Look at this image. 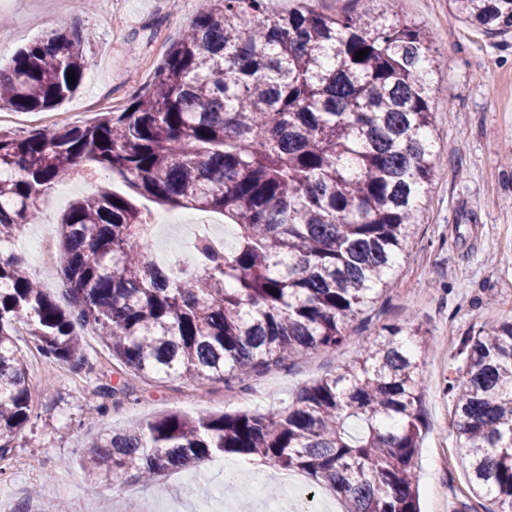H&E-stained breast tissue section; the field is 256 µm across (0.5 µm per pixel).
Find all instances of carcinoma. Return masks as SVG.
<instances>
[{
    "label": "carcinoma",
    "mask_w": 512,
    "mask_h": 512,
    "mask_svg": "<svg viewBox=\"0 0 512 512\" xmlns=\"http://www.w3.org/2000/svg\"><path fill=\"white\" fill-rule=\"evenodd\" d=\"M448 2L481 28L512 33V0ZM89 38L71 26L21 49L0 69V109L47 111L72 96ZM436 68L415 24L211 0L167 49L152 88L122 111L53 130H0V441L30 420L21 329L51 363L80 366L78 329L90 328L146 379L229 389L338 347L391 287L414 235L433 176ZM98 170L146 201L220 211L232 247L200 240L171 280L152 260L136 197L103 187L58 219L57 270L70 302L61 308L3 246L39 218L61 180ZM414 334L373 341L265 413L171 412L96 438L84 470L152 485L192 461L258 456L330 487L346 512H420ZM458 356L447 385L457 456L471 494L512 512V320L481 325Z\"/></svg>",
    "instance_id": "1"
}]
</instances>
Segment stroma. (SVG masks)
<instances>
[{
  "mask_svg": "<svg viewBox=\"0 0 512 512\" xmlns=\"http://www.w3.org/2000/svg\"><path fill=\"white\" fill-rule=\"evenodd\" d=\"M207 0H77L50 10L44 0H0V66L16 50L51 30L79 26L90 34L79 89L58 105L60 113L89 123L99 113L121 111L147 89L168 47ZM328 14L355 10L398 16L421 27L440 67L433 75L430 107L438 155L415 237L396 271L395 285L379 300L371 320L353 321L336 349L271 375L223 382L144 379L113 359L92 331L83 333L84 365L46 361L34 344L20 342L32 392V416L11 442L0 488L10 489L18 512H140L162 494L165 503L191 512L195 500L224 485L223 470L209 469L191 484L179 473L163 476L162 491L134 479H90L82 457L93 439L134 421L168 412L206 416L260 411L291 401L303 387L360 358L368 342L396 328H416L428 341L424 363L425 429L416 457L422 512H487L490 501L472 496L456 453L454 403L444 380L457 365L462 339L491 322L512 319V36L502 37L454 16L448 0H312ZM197 394L186 408L187 391Z\"/></svg>",
  "mask_w": 512,
  "mask_h": 512,
  "instance_id": "obj_1",
  "label": "stroma"
}]
</instances>
